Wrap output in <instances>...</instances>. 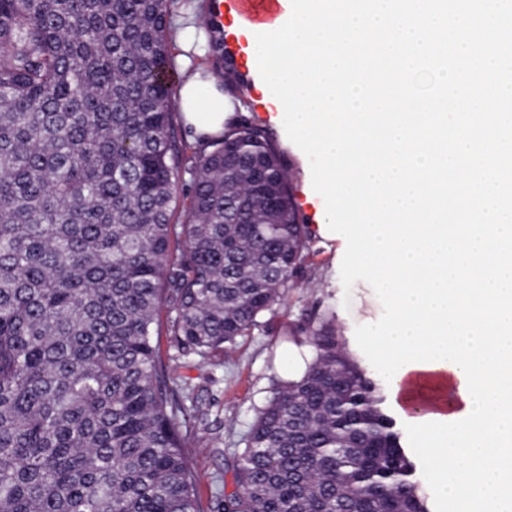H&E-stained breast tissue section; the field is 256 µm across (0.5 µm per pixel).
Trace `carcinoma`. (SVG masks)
I'll use <instances>...</instances> for the list:
<instances>
[{
    "instance_id": "obj_1",
    "label": "carcinoma",
    "mask_w": 512,
    "mask_h": 512,
    "mask_svg": "<svg viewBox=\"0 0 512 512\" xmlns=\"http://www.w3.org/2000/svg\"><path fill=\"white\" fill-rule=\"evenodd\" d=\"M170 2L0 0V512H199L187 449L203 409L182 361L233 348L316 254L208 13L196 28L235 115L182 165ZM307 345L303 378L256 409L213 512H427L330 320Z\"/></svg>"
}]
</instances>
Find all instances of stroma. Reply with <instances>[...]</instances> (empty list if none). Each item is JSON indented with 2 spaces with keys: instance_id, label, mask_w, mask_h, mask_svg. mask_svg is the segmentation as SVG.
<instances>
[{
  "instance_id": "1",
  "label": "stroma",
  "mask_w": 512,
  "mask_h": 512,
  "mask_svg": "<svg viewBox=\"0 0 512 512\" xmlns=\"http://www.w3.org/2000/svg\"><path fill=\"white\" fill-rule=\"evenodd\" d=\"M224 37L245 66L252 93L260 105L252 114L255 122L271 128L291 164L295 202L308 225L326 221L325 203L311 184L306 155L287 137L282 112L259 76L253 39L225 29ZM315 270H304L300 288L291 290L285 301L259 320V325L240 339L237 347L217 356L214 362L189 361L181 370L196 387L205 416L195 425L198 444L189 451L197 476L201 512H207L216 477L231 479L229 467L233 450L246 433L256 408L271 396L281 376L277 363L281 354L299 348L306 341L310 324L329 318L346 343L355 340L357 326L379 320L383 307L372 287L356 282L344 290L340 264L345 252L341 242L316 240Z\"/></svg>"
}]
</instances>
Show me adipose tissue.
Segmentation results:
<instances>
[{"mask_svg": "<svg viewBox=\"0 0 512 512\" xmlns=\"http://www.w3.org/2000/svg\"><path fill=\"white\" fill-rule=\"evenodd\" d=\"M179 110L184 125L196 136L223 130L229 116L221 82L215 74L187 75L179 88ZM396 403L407 417L439 414L445 417L465 413L467 403L455 370L444 366L435 369H410L397 382Z\"/></svg>", "mask_w": 512, "mask_h": 512, "instance_id": "obj_1", "label": "adipose tissue"}]
</instances>
